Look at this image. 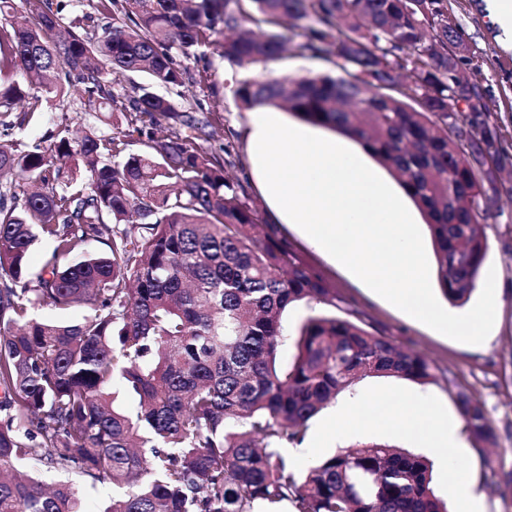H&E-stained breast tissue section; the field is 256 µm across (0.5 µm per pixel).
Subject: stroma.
<instances>
[{
	"instance_id": "35a3bbf8",
	"label": "stroma",
	"mask_w": 512,
	"mask_h": 512,
	"mask_svg": "<svg viewBox=\"0 0 512 512\" xmlns=\"http://www.w3.org/2000/svg\"><path fill=\"white\" fill-rule=\"evenodd\" d=\"M454 20L459 24L467 47L463 73L479 81L485 102L496 117L506 143L512 144V36L505 35L490 16L491 0H450ZM205 61L188 60L181 86L167 94L182 109L198 106L217 110L220 120L214 134L202 142L204 150L228 147L231 164L226 168L230 182L246 183V157L239 139V127L246 113L234 99L237 84L248 78L302 77L335 74L334 64L288 53L247 68L224 58L220 47L205 51ZM208 71L201 81L200 71ZM80 84L67 87L63 97L43 104L40 112L24 115V103H16L8 119L24 122L23 142L31 144L62 126L108 131L106 114H87ZM490 216L480 229L487 241L483 277L495 279L496 290L478 289L465 306V313L492 306L497 318L479 343L472 344L449 332H437L408 319L386 300L363 288L347 272L335 267L325 256L309 249L288 225L276 226L302 258L317 270L336 291L330 310L338 318L380 331L402 348L424 354L435 368V380L419 382L393 376L368 377L339 395L309 423L303 446L308 459H297L305 469L309 459L324 456L363 442H385L421 453V446L409 436L387 426L364 425L352 436L335 439L336 411L352 402L367 403L389 394L422 396L442 403L443 423L458 425L461 456L470 473L472 489L482 500L484 512H512V163L504 162L497 183L486 184ZM465 392L485 406L496 432L492 445L475 441L460 415L456 396Z\"/></svg>"
}]
</instances>
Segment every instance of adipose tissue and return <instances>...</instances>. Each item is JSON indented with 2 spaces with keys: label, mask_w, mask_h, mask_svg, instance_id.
I'll list each match as a JSON object with an SVG mask.
<instances>
[{
  "label": "adipose tissue",
  "mask_w": 512,
  "mask_h": 512,
  "mask_svg": "<svg viewBox=\"0 0 512 512\" xmlns=\"http://www.w3.org/2000/svg\"><path fill=\"white\" fill-rule=\"evenodd\" d=\"M240 133L249 176L275 223L295 226L310 247L418 320L457 336L485 334L493 310L456 317L434 300L417 213L406 190L372 164L366 147L268 106L247 112ZM438 413L411 398L374 401L343 409L336 433L352 434L365 418L409 435L441 461L455 490V512H482L457 434L441 426Z\"/></svg>",
  "instance_id": "obj_1"
}]
</instances>
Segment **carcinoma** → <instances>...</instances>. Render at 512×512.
I'll return each instance as SVG.
<instances>
[{"label":"carcinoma","mask_w":512,"mask_h":512,"mask_svg":"<svg viewBox=\"0 0 512 512\" xmlns=\"http://www.w3.org/2000/svg\"><path fill=\"white\" fill-rule=\"evenodd\" d=\"M6 21L0 0V108L35 113L65 85H83L94 112L126 127L81 138L63 128L26 150L0 143V174L39 185L19 200L0 189V512H84L71 481L46 485L42 470L75 473L95 489L123 490L103 512H448L424 457L360 443L299 472L280 448L304 440L309 422L369 376L434 377L423 355L377 332L319 313L281 360L282 316L294 304L334 305L333 288L267 225L245 187L224 177L226 159L198 150L212 109L193 115L156 92L182 84L175 56L218 44L240 67L286 46L333 63L340 75L250 79L245 107H280L360 139L406 189L428 226L439 287L464 306L477 288L487 242L482 182L507 153L480 85L463 80V42L448 27V0H96L112 25L64 24L51 0ZM148 81L118 95L126 73ZM476 99L481 110L458 102ZM178 125L158 139L161 121ZM148 150L129 152L131 137ZM81 169L74 185L65 169ZM52 258L30 278L38 237ZM98 242L102 253L85 252ZM89 311L62 323L34 307ZM121 384L137 399L113 406ZM466 429L492 444L483 403L460 393Z\"/></svg>","instance_id":"cac0c4a2"}]
</instances>
